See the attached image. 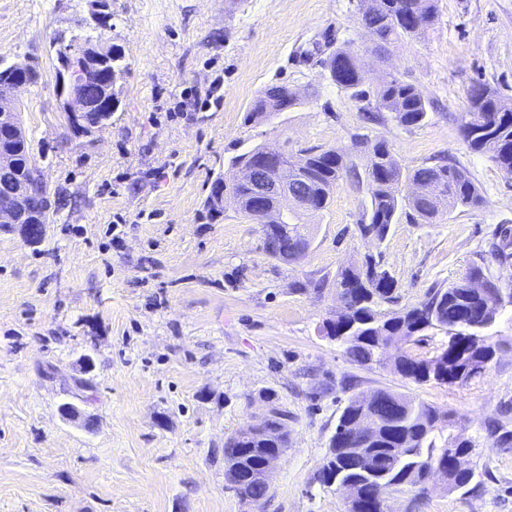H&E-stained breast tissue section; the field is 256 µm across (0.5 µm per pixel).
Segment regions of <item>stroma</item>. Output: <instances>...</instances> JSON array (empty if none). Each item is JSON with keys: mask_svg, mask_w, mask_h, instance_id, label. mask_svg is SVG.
I'll return each mask as SVG.
<instances>
[{"mask_svg": "<svg viewBox=\"0 0 512 512\" xmlns=\"http://www.w3.org/2000/svg\"><path fill=\"white\" fill-rule=\"evenodd\" d=\"M359 0H0V61L32 64L21 118L55 212L40 243L0 231V512H249L224 473V441L286 410L288 447L262 512H346L319 475L349 396L409 394L460 418L476 445L469 493L439 481L424 497L390 493L394 512H512V304L491 329L504 349L466 387L417 384L390 366L351 360L322 327L336 309L338 269L373 258L396 284L394 309L445 288L472 263L512 289V263L491 258L512 228V174L467 149L466 95L483 81L512 98V0H437L420 40L372 53ZM121 49L127 71L111 121L68 129L54 45L93 35ZM339 46L413 83L426 122L390 113L365 120L324 61ZM287 84L303 105L269 123L245 116L266 86ZM385 141L404 169L445 158L484 197L424 224L403 210L380 242L362 237L369 196L344 177L313 217L308 252L270 258L262 227L204 208L231 157L276 141L289 152L334 147L356 167L358 140ZM77 406L92 426L68 421Z\"/></svg>", "mask_w": 512, "mask_h": 512, "instance_id": "35a3bbf8", "label": "stroma"}]
</instances>
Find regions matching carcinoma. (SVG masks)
<instances>
[{
    "label": "carcinoma",
    "mask_w": 512,
    "mask_h": 512,
    "mask_svg": "<svg viewBox=\"0 0 512 512\" xmlns=\"http://www.w3.org/2000/svg\"><path fill=\"white\" fill-rule=\"evenodd\" d=\"M372 7L360 19L361 26L370 29L379 41V47L425 35L434 24L436 0H372ZM417 16L419 23L409 20ZM331 80L360 101L375 99V105L364 111L388 112L402 127L421 125L427 118L429 101L412 83L385 73L380 76L374 92L363 89L364 70L361 61L349 49L338 47L326 60ZM303 103V95L286 85L264 88L253 100L246 119L254 123L269 122L283 112ZM462 137L468 149L490 158L501 170L512 174V101L486 83L471 85L467 96V112L462 115ZM0 143L11 148L14 165L0 168V197L5 188L19 184L36 165L26 138H15L8 125L0 124ZM271 150L279 155L285 151L272 142L261 143L231 158L232 166L246 167L263 152ZM369 160L365 181L370 196L368 222L359 225L362 235H372L382 241L405 208L423 223H431L445 213L458 208L476 209L484 204L477 184L468 173L448 163L423 164L403 170L388 146L378 141L368 148ZM350 171L344 154L334 148L310 149L289 161L285 167L288 184L302 178L311 181L313 205L308 209L297 207L290 199L274 201L279 209V225L271 241H263V249L272 258L292 252L312 237L311 225L305 218L326 210L333 190ZM441 187L436 194L432 185ZM238 201L239 214L255 220V200L246 182L232 186ZM492 257L503 263L512 258V235H503L501 244L493 249ZM475 280L483 288L471 287ZM336 287L352 295L350 311L325 330L354 361L360 364L381 362L378 349L380 336L414 338L431 330L450 331L461 323L472 324L471 334L482 338V348L500 345L488 330L496 322L498 311L490 303L504 298L512 300L489 274L484 264H474L467 274L446 289L433 291L420 303L401 310L382 313L378 306L393 299L395 281L386 271L377 270L371 260L360 268L348 267L336 274ZM428 360L403 354L393 363L394 370L403 378L424 384L441 383L427 369ZM380 402L371 408L363 407L359 396L346 401L336 431L329 442V453L321 471V481L327 485L355 482L360 484L364 498L352 505L355 512H383L381 496L399 487L422 488L426 471L448 456L453 448L454 430L446 429L450 412L392 390H379ZM362 417L375 426L376 439L367 442L355 438L348 425ZM273 440H257L240 428L237 435L227 438L224 447L234 449L241 466V483L237 495L241 499L260 501L266 498L268 488L256 479L246 476L257 472L264 456L277 451Z\"/></svg>",
    "instance_id": "obj_1"
}]
</instances>
